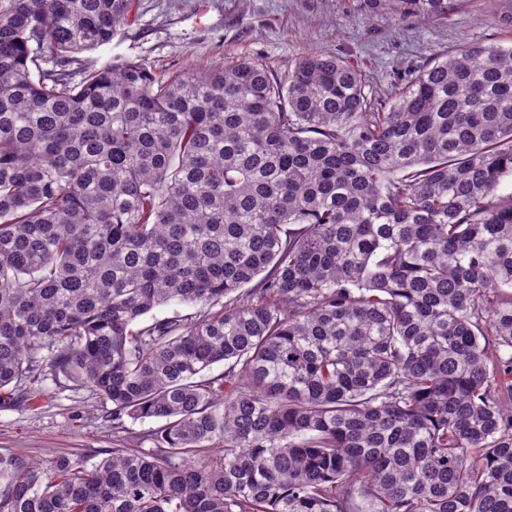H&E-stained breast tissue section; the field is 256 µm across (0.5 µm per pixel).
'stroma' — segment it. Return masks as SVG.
I'll return each instance as SVG.
<instances>
[{
	"mask_svg": "<svg viewBox=\"0 0 512 512\" xmlns=\"http://www.w3.org/2000/svg\"><path fill=\"white\" fill-rule=\"evenodd\" d=\"M465 42L512 43V0H452L444 19L369 11L362 0H134L111 43L78 56L73 82L116 60L153 76L256 60L281 74L306 54L337 55L362 68L374 95L389 100L404 71ZM158 421L116 429L89 388L34 375L0 404V454L49 464L68 455L89 462L112 448H151Z\"/></svg>",
	"mask_w": 512,
	"mask_h": 512,
	"instance_id": "obj_1",
	"label": "stroma"
}]
</instances>
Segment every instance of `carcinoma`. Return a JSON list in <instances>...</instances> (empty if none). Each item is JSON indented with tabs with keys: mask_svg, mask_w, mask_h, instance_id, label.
<instances>
[{
	"mask_svg": "<svg viewBox=\"0 0 512 512\" xmlns=\"http://www.w3.org/2000/svg\"><path fill=\"white\" fill-rule=\"evenodd\" d=\"M132 2L0 0V403L40 370L163 425L0 455V512H512V44L388 106L336 56L72 82ZM199 310L200 306L173 303L154 309L144 318V322L152 323L153 320H171L177 316L194 313Z\"/></svg>",
	"mask_w": 512,
	"mask_h": 512,
	"instance_id": "obj_1",
	"label": "carcinoma"
}]
</instances>
